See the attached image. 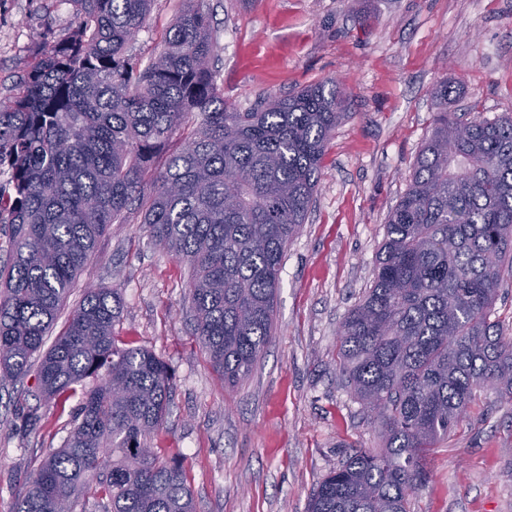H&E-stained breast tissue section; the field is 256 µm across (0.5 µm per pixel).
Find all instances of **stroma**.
Wrapping results in <instances>:
<instances>
[{
    "mask_svg": "<svg viewBox=\"0 0 512 512\" xmlns=\"http://www.w3.org/2000/svg\"><path fill=\"white\" fill-rule=\"evenodd\" d=\"M182 0H154L130 44L150 65ZM219 48L224 101L244 112L336 81L349 96L321 164L311 209L283 259L272 336L251 374L225 387L194 333L186 264L137 224L97 243L50 334L85 286L120 289V343L144 347L174 374L155 439L183 458L196 512H307L322 478L359 448L381 447L345 383L340 326L370 288L384 224L429 135L441 82L448 109L494 120L512 113V0H203ZM76 27L68 0H0V105L47 41ZM77 402L57 412L34 375L0 385V512L64 445ZM416 512H512V400L481 392L440 439Z\"/></svg>",
    "mask_w": 512,
    "mask_h": 512,
    "instance_id": "stroma-1",
    "label": "stroma"
}]
</instances>
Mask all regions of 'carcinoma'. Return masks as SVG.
<instances>
[{"instance_id":"carcinoma-1","label":"carcinoma","mask_w":512,"mask_h":512,"mask_svg":"<svg viewBox=\"0 0 512 512\" xmlns=\"http://www.w3.org/2000/svg\"><path fill=\"white\" fill-rule=\"evenodd\" d=\"M72 34L21 75L0 106V385L35 356L38 393L63 411L65 445L45 459L13 512H195L177 457L153 436L169 414L170 367L116 344L117 288H89L49 349L45 337L98 239L137 220L189 265L196 336L224 383L247 377L273 330L288 243L310 210L326 143L344 116L336 83L224 103L217 47L200 0L183 7L148 67L128 46L153 0H67ZM453 93L385 224L375 278L339 332L341 365L383 447L346 456L309 512H414L430 448L466 417L474 393L512 400V337L493 306L512 275V116L462 119ZM178 139L161 159L158 149ZM124 386L119 394L114 382Z\"/></svg>"}]
</instances>
